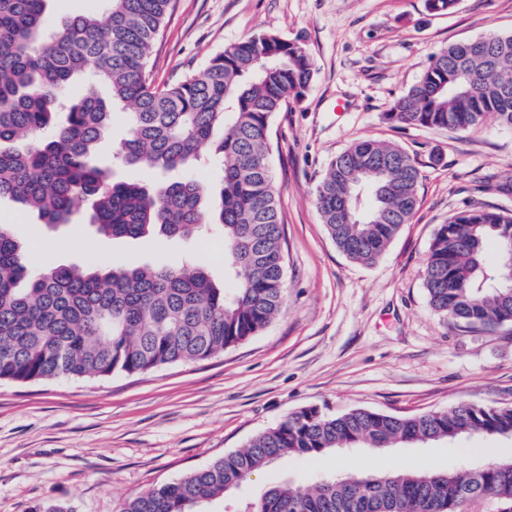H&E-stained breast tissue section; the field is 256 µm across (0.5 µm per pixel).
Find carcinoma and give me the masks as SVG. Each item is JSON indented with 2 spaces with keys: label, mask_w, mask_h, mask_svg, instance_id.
Listing matches in <instances>:
<instances>
[{
  "label": "carcinoma",
  "mask_w": 512,
  "mask_h": 512,
  "mask_svg": "<svg viewBox=\"0 0 512 512\" xmlns=\"http://www.w3.org/2000/svg\"><path fill=\"white\" fill-rule=\"evenodd\" d=\"M173 0H106L99 15L46 26L47 0H0V199L71 223L92 200L89 223L105 238L224 236V279L185 262L108 270L35 269L0 225V382L144 373L224 353L265 328L285 302L279 199L270 165L271 124L309 89L303 46L262 33L215 54L205 69L155 84L150 57ZM86 92L70 98L73 81ZM104 84L105 100L96 93ZM127 110L118 158L154 176L113 178L97 156L110 108ZM493 115L512 128V33L450 43L397 98L387 120L464 132ZM229 128L215 139V132ZM221 167L217 202L197 177ZM420 171L401 147L357 139L336 155L315 201L349 260L376 264L419 202ZM496 259L486 257L487 241ZM431 309L462 329L512 325V211L469 209L438 226L424 271ZM482 435L512 438V405L460 403L396 416L366 408L305 407L178 481L126 500L120 512H202L263 467L290 456ZM512 512V461L480 470L372 471L285 481L245 512H460L479 500Z\"/></svg>",
  "instance_id": "1"
}]
</instances>
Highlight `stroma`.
<instances>
[{"mask_svg": "<svg viewBox=\"0 0 512 512\" xmlns=\"http://www.w3.org/2000/svg\"><path fill=\"white\" fill-rule=\"evenodd\" d=\"M512 32V0H457L444 14L426 0H174L151 60L157 84L201 72L209 59L266 32L299 41L316 74L305 96L276 115L271 166L286 256V302L257 335L195 362L141 374L0 383V512L46 501L75 512H118L122 501L243 450L308 406L394 415L461 402L512 403V325L459 331L428 304L423 275L439 225L468 208L512 210L499 185L512 178V130L495 118L466 132L386 120L450 43ZM396 144L421 173L419 205L378 263L347 259L328 236L315 189L354 139ZM44 264L176 267L192 260L224 276L220 235L97 237L85 214L50 228L36 212L0 200ZM81 242L79 251L66 249ZM512 459V439L353 448L315 460L277 461L214 504L243 512L266 488L309 485L361 471L478 470Z\"/></svg>", "mask_w": 512, "mask_h": 512, "instance_id": "stroma-1", "label": "stroma"}]
</instances>
